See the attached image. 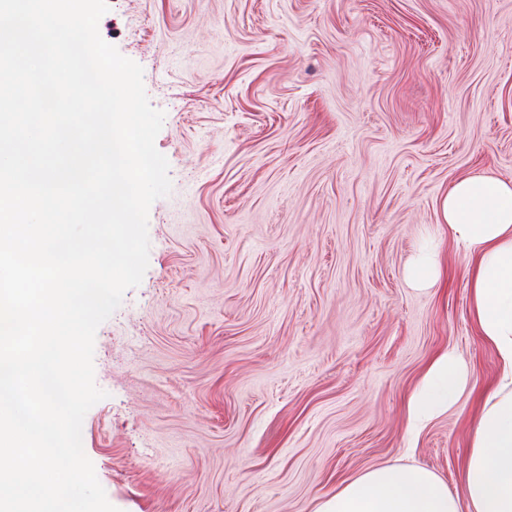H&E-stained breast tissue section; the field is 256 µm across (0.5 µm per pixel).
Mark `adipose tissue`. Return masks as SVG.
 Instances as JSON below:
<instances>
[{"mask_svg":"<svg viewBox=\"0 0 512 512\" xmlns=\"http://www.w3.org/2000/svg\"><path fill=\"white\" fill-rule=\"evenodd\" d=\"M440 212L472 263L471 315L498 365L470 433L463 490L451 493L418 465L378 466L343 484L316 512H512V182L485 174L459 179ZM469 387L466 364L449 350L438 355L411 399V431L454 409Z\"/></svg>","mask_w":512,"mask_h":512,"instance_id":"ef3b65f1","label":"adipose tissue"}]
</instances>
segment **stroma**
Masks as SVG:
<instances>
[{"mask_svg": "<svg viewBox=\"0 0 512 512\" xmlns=\"http://www.w3.org/2000/svg\"><path fill=\"white\" fill-rule=\"evenodd\" d=\"M164 112L149 265L95 336L82 443L118 512H315L383 465L461 488L475 399L408 431L455 350L496 355L440 220L512 181V0H107ZM440 286L414 289L422 248Z\"/></svg>", "mask_w": 512, "mask_h": 512, "instance_id": "obj_1", "label": "stroma"}]
</instances>
